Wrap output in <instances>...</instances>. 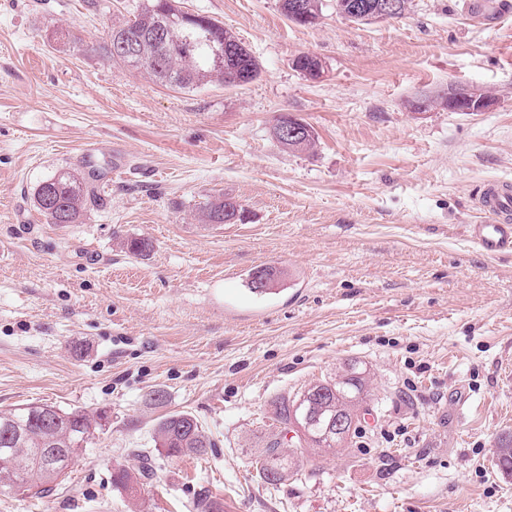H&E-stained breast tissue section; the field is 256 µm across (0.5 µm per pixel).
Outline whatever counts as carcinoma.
Here are the masks:
<instances>
[{
	"mask_svg": "<svg viewBox=\"0 0 512 512\" xmlns=\"http://www.w3.org/2000/svg\"><path fill=\"white\" fill-rule=\"evenodd\" d=\"M352 0H333L336 14L356 24H371L377 20L372 14L351 10ZM305 15L301 25L317 23L323 13V0H282L287 18L294 8ZM184 11L179 0H146L133 13V18L112 29L109 41L102 47L112 62L143 72L153 80L178 90H194L211 82L226 86L242 80L249 83L260 73L253 54L239 42L224 25L207 16L183 20ZM176 20L180 28L168 36L166 43L156 40L153 32L166 21ZM128 37L136 39L137 57L131 58L112 51L115 42ZM231 51L232 58L224 60L216 55L219 49ZM91 199L86 182L71 172H60L42 181L34 192L37 209L54 224L57 215L68 217L71 224L78 222L87 201ZM228 198L218 196L202 208L207 224L224 223V206ZM367 369L357 360L345 363L336 377L315 384L323 391L316 402L313 420L302 422L303 436L298 447L334 450L344 448L359 431L360 413L369 397ZM275 420L286 425L299 416V409H308V403L280 398L273 403ZM97 420L78 410H61L53 406L30 403L23 407L0 410V472L10 463L8 456L20 461L12 467L11 483L14 492L40 497L49 488L47 484L65 480L68 466L65 460L79 453L93 439ZM155 445L169 456H204L214 447L196 417L188 412H175L163 417L154 429ZM9 449L5 455L3 449ZM498 471L512 478V435L503 436L495 448ZM261 481L269 483L267 475L275 470L280 480L294 472L291 455L279 447L276 435L266 441L256 460ZM147 471L132 472L118 469L112 473V483L125 490H136Z\"/></svg>",
	"mask_w": 512,
	"mask_h": 512,
	"instance_id": "cac0c4a2",
	"label": "carcinoma"
}]
</instances>
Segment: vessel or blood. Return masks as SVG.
Here are the masks:
<instances>
[{"label":"vessel or blood","instance_id":"b4317fda","mask_svg":"<svg viewBox=\"0 0 512 512\" xmlns=\"http://www.w3.org/2000/svg\"><path fill=\"white\" fill-rule=\"evenodd\" d=\"M479 207L484 220L467 227L470 239L487 256L512 252V188L499 182L485 184Z\"/></svg>","mask_w":512,"mask_h":512}]
</instances>
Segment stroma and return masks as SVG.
Returning <instances> with one entry per match:
<instances>
[{
	"mask_svg": "<svg viewBox=\"0 0 512 512\" xmlns=\"http://www.w3.org/2000/svg\"><path fill=\"white\" fill-rule=\"evenodd\" d=\"M468 2L409 0L369 25L328 6L300 26L280 0H180L261 66L182 92L100 51L137 0H0V410L102 418L65 481L0 491V512H198L204 494L224 512H512L495 466L512 432V255L465 231L486 181L512 185V9ZM303 53L322 78L295 69ZM452 85L492 109L415 110ZM283 113L314 128L312 151L282 150ZM65 170L96 200L49 224L34 190ZM219 194L245 223L202 221ZM133 238L150 250L130 254ZM262 267L279 292H251ZM350 359L369 372L368 423L263 483L272 401ZM178 411L214 441L204 457L156 448ZM144 466L136 494L113 484Z\"/></svg>",
	"mask_w": 512,
	"mask_h": 512,
	"instance_id": "1",
	"label": "stroma"
}]
</instances>
